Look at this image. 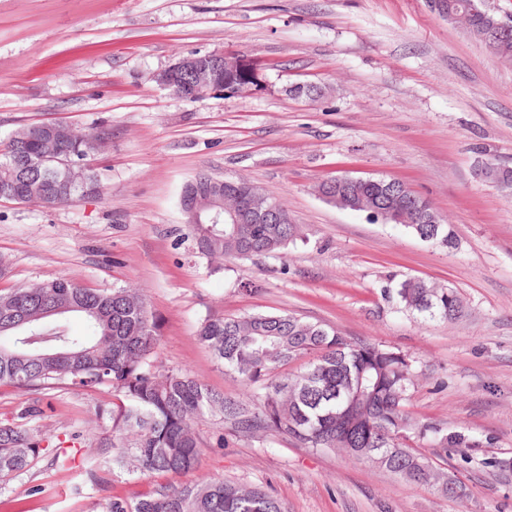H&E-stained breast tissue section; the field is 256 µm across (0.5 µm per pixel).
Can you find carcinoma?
<instances>
[{
	"mask_svg": "<svg viewBox=\"0 0 512 512\" xmlns=\"http://www.w3.org/2000/svg\"><path fill=\"white\" fill-rule=\"evenodd\" d=\"M448 10L471 17L469 33L501 60L512 62V38L491 32V21L473 16L475 0H446ZM184 99L212 79L175 72ZM105 146L102 134L79 132L57 122L24 125L0 143V186H10L12 201L42 199L55 206L102 191L93 157ZM385 178L352 184L360 196L381 193ZM424 224L408 213L400 226L424 241L453 249L449 225L432 214ZM196 253L208 259H249L279 254L300 237L296 224H189ZM404 308L430 319L456 321L465 316L462 297L452 288L420 278L395 288ZM73 317L83 319L87 334L74 335ZM224 373L243 388L226 397L187 370L165 368L155 361L157 324L135 287L88 288L65 274L32 287L0 293V385L19 390H51L60 385L112 392V406L98 409L111 434L96 441V453L112 466L153 481L196 468L202 440L195 420L220 413L235 433L258 436L275 432L303 448L350 453L367 448L361 460L407 482L458 497L463 486L448 485V472L420 449L403 445L414 436L448 454L460 455L479 445L463 431H450L412 418L406 410L412 370L407 355L366 341H350L322 324L288 313H255L235 318L209 317L197 330ZM309 355L297 373L283 367ZM43 438L23 423L0 422V477L26 474L44 454ZM102 512H287L284 504L262 490L246 489L222 479H201L178 486L156 483L136 501L114 495Z\"/></svg>",
	"mask_w": 512,
	"mask_h": 512,
	"instance_id": "cac0c4a2",
	"label": "carcinoma"
}]
</instances>
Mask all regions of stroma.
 I'll list each match as a JSON object with an SVG mask.
<instances>
[{
    "mask_svg": "<svg viewBox=\"0 0 512 512\" xmlns=\"http://www.w3.org/2000/svg\"><path fill=\"white\" fill-rule=\"evenodd\" d=\"M230 50L266 63L264 90L188 101L157 80L180 57ZM294 83L324 94L291 97ZM50 121L111 130L95 161L104 194L52 207L0 200V290L61 273L92 288L137 286L157 320L156 362L228 397L241 387L198 343L200 323L288 312L407 354L410 414L480 441L449 453L466 490L446 498L337 451L236 434L208 414L196 423L207 443L198 465L174 484L224 479L272 493L288 512H512V473L487 465L512 459V188L476 174L486 162L512 168V62L449 21L443 0H0V140ZM202 171L282 198L301 240L217 267L195 255L178 194ZM339 175L405 181L457 248L327 203L317 186ZM410 277L456 289L465 318L405 309L394 289ZM109 399L0 386V419L38 405L27 427L45 448L76 454L73 470L45 456L0 480V512L22 497L29 512H100L112 495L149 490L84 439L100 433L96 408Z\"/></svg>",
    "mask_w": 512,
    "mask_h": 512,
    "instance_id": "stroma-1",
    "label": "stroma"
}]
</instances>
